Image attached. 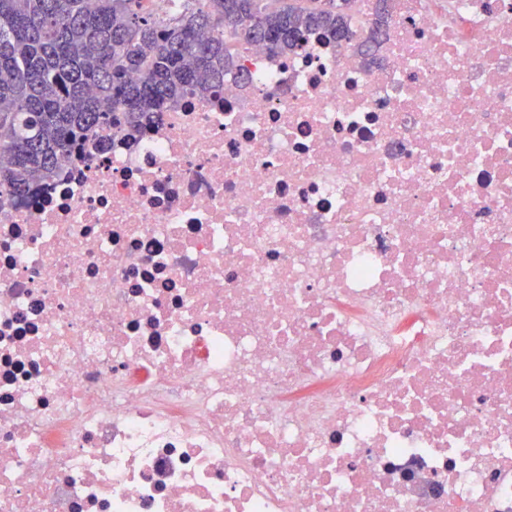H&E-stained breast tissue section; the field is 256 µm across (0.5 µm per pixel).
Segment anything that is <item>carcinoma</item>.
Segmentation results:
<instances>
[{"mask_svg":"<svg viewBox=\"0 0 512 512\" xmlns=\"http://www.w3.org/2000/svg\"><path fill=\"white\" fill-rule=\"evenodd\" d=\"M0 0V192L25 191L103 120L154 122L188 94L209 97L224 73L245 74L224 44H262L272 54L322 33L353 34L355 0ZM370 42L389 0H374Z\"/></svg>","mask_w":512,"mask_h":512,"instance_id":"1","label":"carcinoma"}]
</instances>
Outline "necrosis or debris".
Listing matches in <instances>:
<instances>
[{
  "label": "necrosis or debris",
  "mask_w": 512,
  "mask_h": 512,
  "mask_svg": "<svg viewBox=\"0 0 512 512\" xmlns=\"http://www.w3.org/2000/svg\"><path fill=\"white\" fill-rule=\"evenodd\" d=\"M0 194V512H512V0H391Z\"/></svg>",
  "instance_id": "obj_1"
}]
</instances>
